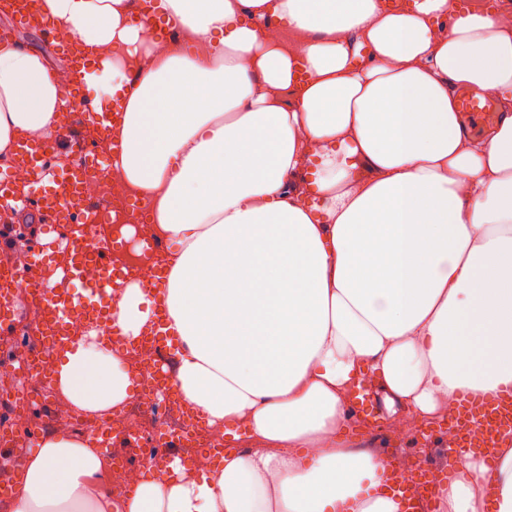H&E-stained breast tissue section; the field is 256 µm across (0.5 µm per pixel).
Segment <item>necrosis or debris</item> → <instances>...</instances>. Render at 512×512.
Listing matches in <instances>:
<instances>
[{"label":"necrosis or debris","mask_w":512,"mask_h":512,"mask_svg":"<svg viewBox=\"0 0 512 512\" xmlns=\"http://www.w3.org/2000/svg\"><path fill=\"white\" fill-rule=\"evenodd\" d=\"M68 166L79 168L81 181L79 195L101 209V221L81 241L85 255H95L104 241L121 239L124 226L138 229V237L153 241L154 251L135 252L133 244H125L121 264L127 265L142 286H151L158 274L159 255L165 254L166 245L154 239L147 221L145 207L135 205L129 194L121 188L122 176L117 168L87 162L81 149H74L66 159ZM59 270L56 279L40 277L38 282L17 283L8 290L15 313L13 329L24 338V343L14 357L0 359V380L10 382L18 398L10 408V422L16 438L30 435L34 416L30 411L38 396L31 392V383L40 379L41 368L53 364L55 350L38 337L32 336L33 319L41 318L43 303L41 291L47 287L65 288L69 291L89 289L94 280V270H87L78 280L69 275L72 261V244L65 225H57L52 246ZM165 354L152 342L144 341L127 350V361L139 381L140 391L119 412L112 416L113 432L122 435L149 436L165 433L180 434L179 449L200 471L213 464L212 447L220 443L219 428L198 426L194 416L178 393L163 389L157 375V365Z\"/></svg>","instance_id":"necrosis-or-debris-1"}]
</instances>
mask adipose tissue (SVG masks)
<instances>
[{
  "label": "adipose tissue",
  "instance_id": "1",
  "mask_svg": "<svg viewBox=\"0 0 512 512\" xmlns=\"http://www.w3.org/2000/svg\"><path fill=\"white\" fill-rule=\"evenodd\" d=\"M79 35L125 102L105 136L167 257L165 332L178 393L251 450L113 499L111 460L56 432L25 466L10 512H400L386 462L343 433L370 378L386 415L445 418L460 394L512 384V9L474 0H39ZM164 19L180 38L156 54ZM286 33L268 34L270 22ZM496 90L475 137L457 92ZM65 82L0 42V154L54 140ZM124 280L112 324L153 328ZM59 399L103 420L134 394L97 329L55 359ZM512 512V447L495 467L459 457L436 512Z\"/></svg>",
  "mask_w": 512,
  "mask_h": 512
}]
</instances>
